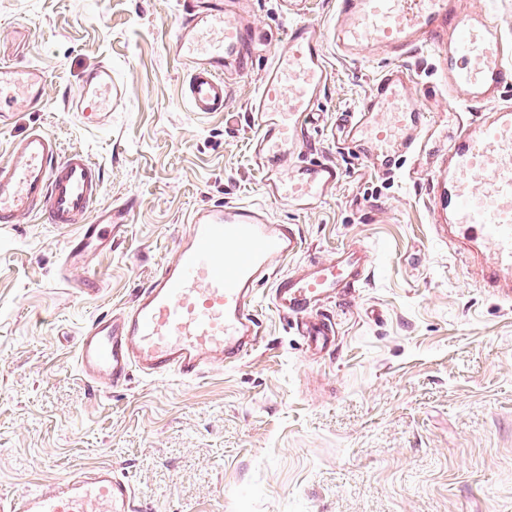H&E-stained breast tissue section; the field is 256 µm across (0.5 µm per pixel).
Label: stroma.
<instances>
[{"label":"stroma","instance_id":"stroma-1","mask_svg":"<svg viewBox=\"0 0 512 512\" xmlns=\"http://www.w3.org/2000/svg\"><path fill=\"white\" fill-rule=\"evenodd\" d=\"M183 2L0 0V63H31L47 88L45 110L0 121V158L43 127L102 166L101 203L122 212L111 249L70 275L74 226L0 228V492L109 463L142 512H512V302L482 288L425 206L432 155L455 132L432 51L402 60L436 115L428 148L386 174L331 129L387 61L328 47L333 78L307 141L345 177L300 212L267 199L250 158L249 103L273 45L225 70L223 111H191L174 47ZM103 61L126 96L90 125L63 98ZM226 202L298 225L302 258L368 250L365 284L326 306L334 345L310 353L263 284L265 336L237 366L195 380L136 372L112 391L89 382L74 362L83 328L135 298L190 211Z\"/></svg>","mask_w":512,"mask_h":512}]
</instances>
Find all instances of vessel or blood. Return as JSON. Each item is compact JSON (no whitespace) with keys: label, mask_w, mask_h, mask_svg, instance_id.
<instances>
[{"label":"vessel or blood","mask_w":512,"mask_h":512,"mask_svg":"<svg viewBox=\"0 0 512 512\" xmlns=\"http://www.w3.org/2000/svg\"><path fill=\"white\" fill-rule=\"evenodd\" d=\"M244 2L186 0L175 53L192 111H223L229 97L225 67L249 60L255 50ZM280 7L288 30L274 36V54L249 106L256 128L251 159L267 198L307 212L343 180L335 163L303 155L305 131L332 71L322 29L294 17L291 0H281ZM332 38L343 57L371 47L392 59L369 95L336 126L350 151L382 170L426 147L435 116L421 107L400 59L417 46L437 48L438 85L460 106L428 200L437 206L455 251L481 257L482 286L499 299H512V101L504 96L512 87V30L493 24L486 9L471 7L470 0H336ZM123 96L111 64L101 63L84 75L67 105L96 123ZM19 104L43 110L45 78L36 67L1 63L0 112ZM102 189L101 167L88 154L64 151L48 131L31 130L0 158V224L38 215L47 224L76 225L63 264L83 267L89 253L112 245V210L99 204ZM301 249L298 226L273 223L265 207L224 203L194 209L173 259L130 305L82 330L76 348L80 372L114 388L135 371L192 380L209 368L238 364L261 342L254 299L266 282L273 307L305 336L308 348L326 349L335 330L316 311L365 283L370 256L348 247L280 273ZM0 512L140 508L127 476L99 465L34 491L1 496Z\"/></svg>","instance_id":"vessel-or-blood-1"}]
</instances>
